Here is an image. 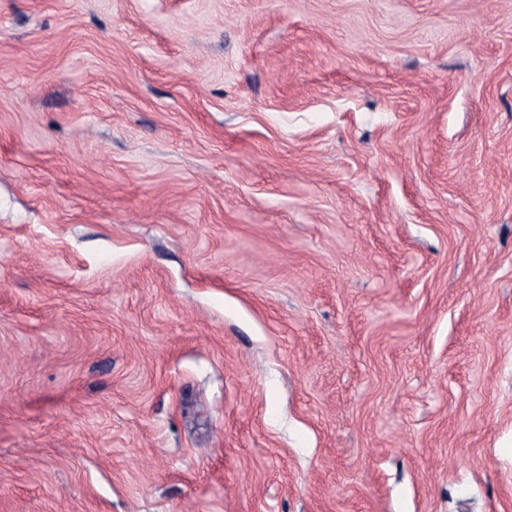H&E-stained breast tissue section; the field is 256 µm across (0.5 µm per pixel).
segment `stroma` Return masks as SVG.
I'll list each match as a JSON object with an SVG mask.
<instances>
[{"mask_svg":"<svg viewBox=\"0 0 512 512\" xmlns=\"http://www.w3.org/2000/svg\"><path fill=\"white\" fill-rule=\"evenodd\" d=\"M0 512H512V0H0Z\"/></svg>","mask_w":512,"mask_h":512,"instance_id":"obj_1","label":"stroma"}]
</instances>
